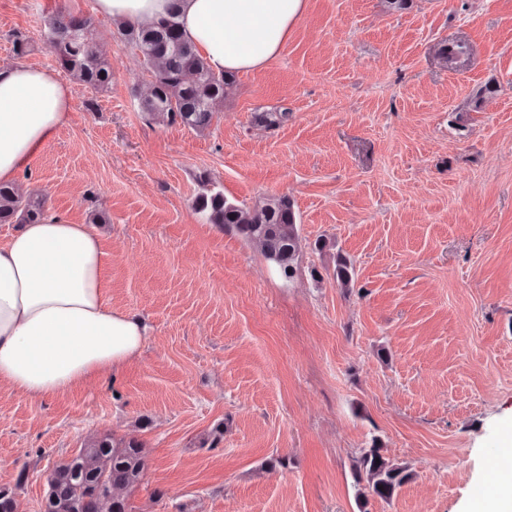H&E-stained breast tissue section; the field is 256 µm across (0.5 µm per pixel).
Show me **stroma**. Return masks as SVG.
Listing matches in <instances>:
<instances>
[{
  "label": "stroma",
  "mask_w": 512,
  "mask_h": 512,
  "mask_svg": "<svg viewBox=\"0 0 512 512\" xmlns=\"http://www.w3.org/2000/svg\"><path fill=\"white\" fill-rule=\"evenodd\" d=\"M58 10L88 19L107 92L45 47ZM17 34L73 99L16 183L100 235L106 298L147 336L64 393L0 385L15 512H41L51 469L107 434L148 459L130 512H358L352 461L374 439L415 477L368 512H471L512 443V0H307L203 131L145 119L151 76L96 0H0V65ZM215 186L247 210L291 199L292 279L198 214Z\"/></svg>",
  "instance_id": "obj_1"
}]
</instances>
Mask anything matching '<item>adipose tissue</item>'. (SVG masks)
Wrapping results in <instances>:
<instances>
[{
	"label": "adipose tissue",
	"mask_w": 512,
	"mask_h": 512,
	"mask_svg": "<svg viewBox=\"0 0 512 512\" xmlns=\"http://www.w3.org/2000/svg\"><path fill=\"white\" fill-rule=\"evenodd\" d=\"M98 0L125 24L176 15L184 37L217 73L263 68L277 58L306 0ZM72 89L49 69L0 66V183H13L66 125ZM105 252L85 225L57 216L23 225L0 247V383L32 398L62 393L121 369L139 355L144 321L112 310Z\"/></svg>",
	"instance_id": "adipose-tissue-1"
}]
</instances>
